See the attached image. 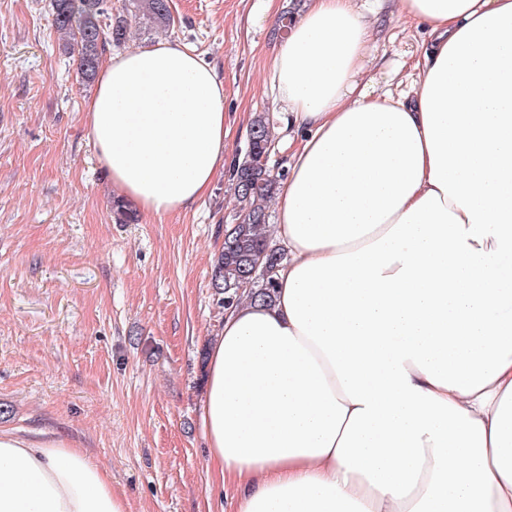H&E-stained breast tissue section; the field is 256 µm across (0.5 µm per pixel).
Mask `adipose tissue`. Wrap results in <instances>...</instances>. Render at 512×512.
<instances>
[{"mask_svg": "<svg viewBox=\"0 0 512 512\" xmlns=\"http://www.w3.org/2000/svg\"><path fill=\"white\" fill-rule=\"evenodd\" d=\"M418 81L376 94L355 0H307L272 57L288 111L272 303L209 349L201 429L236 512H512V0H398ZM112 186L153 217L224 167V82L165 41L85 102ZM0 512H129L66 437L0 429Z\"/></svg>", "mask_w": 512, "mask_h": 512, "instance_id": "obj_1", "label": "adipose tissue"}]
</instances>
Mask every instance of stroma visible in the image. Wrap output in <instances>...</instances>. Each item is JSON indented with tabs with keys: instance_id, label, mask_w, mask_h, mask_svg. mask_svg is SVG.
Here are the masks:
<instances>
[{
	"instance_id": "35a3bbf8",
	"label": "stroma",
	"mask_w": 512,
	"mask_h": 512,
	"mask_svg": "<svg viewBox=\"0 0 512 512\" xmlns=\"http://www.w3.org/2000/svg\"><path fill=\"white\" fill-rule=\"evenodd\" d=\"M293 2L172 0L170 27L133 22L126 46L201 54L224 81L228 162L243 160L266 112L280 171L288 115L270 67ZM358 6L375 88L399 95L422 36L395 0ZM91 91L61 49L51 0H0V428L68 438L131 512H209L200 395L224 325L212 274L234 209L230 172L189 210L121 223L85 122Z\"/></svg>"
}]
</instances>
